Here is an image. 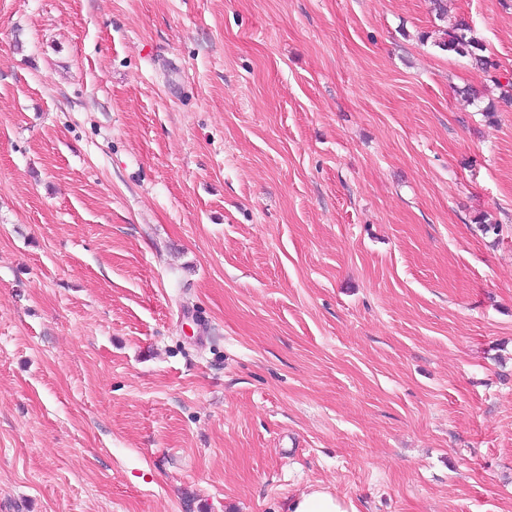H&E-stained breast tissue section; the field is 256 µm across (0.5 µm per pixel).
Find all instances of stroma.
Masks as SVG:
<instances>
[{"mask_svg": "<svg viewBox=\"0 0 512 512\" xmlns=\"http://www.w3.org/2000/svg\"><path fill=\"white\" fill-rule=\"evenodd\" d=\"M436 25L0 0V512H512V103ZM289 512H359L351 501H344L321 487L302 492L288 504Z\"/></svg>", "mask_w": 512, "mask_h": 512, "instance_id": "1", "label": "stroma"}]
</instances>
